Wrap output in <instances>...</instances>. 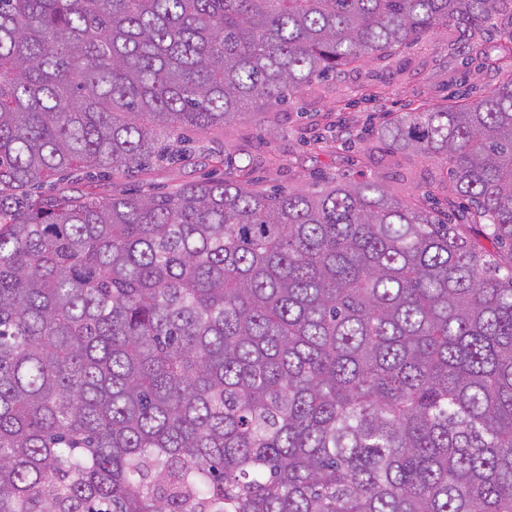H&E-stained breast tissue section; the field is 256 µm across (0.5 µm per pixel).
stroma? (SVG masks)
I'll return each instance as SVG.
<instances>
[{"instance_id": "obj_1", "label": "stroma", "mask_w": 512, "mask_h": 512, "mask_svg": "<svg viewBox=\"0 0 512 512\" xmlns=\"http://www.w3.org/2000/svg\"><path fill=\"white\" fill-rule=\"evenodd\" d=\"M454 28L426 34L353 72L313 82L291 102L192 135L186 157L123 176L128 186L171 191L205 178L248 172L260 188L300 189L319 176H364L395 195L427 193L437 214L452 196L442 163L392 150L378 137L389 113L478 97L492 76L478 59H462Z\"/></svg>"}]
</instances>
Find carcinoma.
Wrapping results in <instances>:
<instances>
[{"mask_svg":"<svg viewBox=\"0 0 512 512\" xmlns=\"http://www.w3.org/2000/svg\"><path fill=\"white\" fill-rule=\"evenodd\" d=\"M512 0H0V512H512V253L420 195L169 163L453 23L495 73L380 135L512 249Z\"/></svg>","mask_w":512,"mask_h":512,"instance_id":"cac0c4a2","label":"carcinoma"}]
</instances>
